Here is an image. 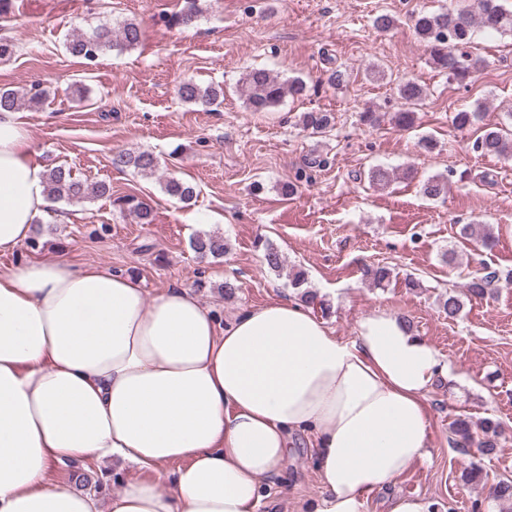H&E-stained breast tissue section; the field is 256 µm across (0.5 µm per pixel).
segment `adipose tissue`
Instances as JSON below:
<instances>
[{
	"label": "adipose tissue",
	"mask_w": 512,
	"mask_h": 512,
	"mask_svg": "<svg viewBox=\"0 0 512 512\" xmlns=\"http://www.w3.org/2000/svg\"><path fill=\"white\" fill-rule=\"evenodd\" d=\"M20 113L0 111V256L46 212ZM447 358L390 311L349 341L295 299L223 321L185 287L68 259L0 267V512H259L260 481L310 437L324 489L299 512H363L428 457V387ZM122 458L169 474L109 499L52 466Z\"/></svg>",
	"instance_id": "1"
}]
</instances>
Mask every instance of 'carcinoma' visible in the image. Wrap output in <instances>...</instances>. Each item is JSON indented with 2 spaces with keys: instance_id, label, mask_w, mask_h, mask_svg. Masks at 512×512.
<instances>
[{
  "instance_id": "carcinoma-1",
  "label": "carcinoma",
  "mask_w": 512,
  "mask_h": 512,
  "mask_svg": "<svg viewBox=\"0 0 512 512\" xmlns=\"http://www.w3.org/2000/svg\"><path fill=\"white\" fill-rule=\"evenodd\" d=\"M206 0H184L182 8L174 13L168 23L172 27L187 29L194 26L206 11ZM414 30L429 50L430 60L435 68L448 74V79L460 85H468L481 71L484 59L473 50L472 34L476 27L489 31H502L512 28V10L504 5V0H473L471 8L457 11H425L413 16ZM143 37L139 22L130 19L115 29L101 24L90 32H79L66 43L69 53L87 62H94L106 53L117 49H133ZM308 91L307 83L300 77L281 81L264 68L247 70L240 80L239 92L247 106L255 112H265L278 106L286 96L302 97ZM397 94L402 100V109L395 115V124L402 129H410L414 122V109L421 105L424 90L418 83L408 79L397 85ZM46 92L40 89L21 94L8 87H0V110L17 111L24 104L42 102ZM178 98L188 104L204 108L219 104L224 98V88L220 85H202L194 81H185L177 87ZM510 123L489 125L483 123L482 108L475 110L460 109L453 113L451 123L457 130L479 126L481 135L474 142V149L505 159L512 158V112L506 113ZM334 117L329 112L310 111L299 115L298 124L313 134L324 133L332 126ZM112 167L117 170L133 169L144 175L155 173L158 158L150 151H118L112 155ZM366 179L370 186L383 188L393 180V173L380 165L369 168ZM46 200L52 205L90 203L98 197H112V187L104 182L94 186L76 175L66 166H55L44 173ZM163 190L169 196L189 206L197 198L196 188L181 179L171 177L163 182ZM422 194L428 199H437L447 193V183L439 176H432L423 182ZM128 206L142 224L152 222V212L144 202L134 197L118 199ZM191 246L200 259L224 254V237L210 233H199L193 238ZM264 261L269 269L278 271L283 268L284 259L280 250L271 243L264 246ZM365 277L375 286L388 283L392 277V268L386 264L369 265L364 269ZM512 282V269H493L484 267V272L476 275L465 285L466 292L475 298L487 295L497 283ZM443 312L449 320L457 319L463 302L455 291H448L443 301ZM480 429L490 436L483 443L485 451L496 447L492 438L501 434L500 424L485 419L479 423ZM450 443L465 447L472 442V424L457 418L449 426Z\"/></svg>"
}]
</instances>
